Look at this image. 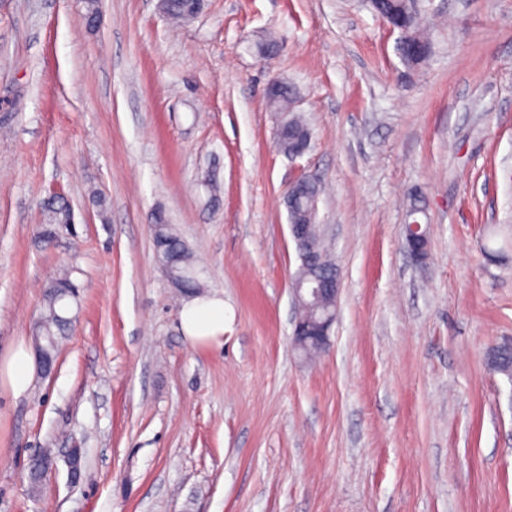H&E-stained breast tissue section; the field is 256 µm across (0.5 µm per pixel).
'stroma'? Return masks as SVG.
Here are the masks:
<instances>
[{
    "label": "stroma",
    "instance_id": "obj_1",
    "mask_svg": "<svg viewBox=\"0 0 512 512\" xmlns=\"http://www.w3.org/2000/svg\"><path fill=\"white\" fill-rule=\"evenodd\" d=\"M417 8L410 66L370 0H204L180 25L102 0L92 31L80 0H0V360L47 282L78 288L57 370L0 381V512H512V384L485 365L512 339V0ZM274 76L312 131L296 159ZM306 175L341 271L311 360L283 204ZM56 192L74 227L44 224ZM156 208L224 299L223 348L184 336ZM46 448L84 449L80 483L60 459L31 492ZM280 84L281 83L278 79H272L267 86V92L269 93L276 91L280 87ZM268 93L266 94L267 100L269 108L272 112H276L280 115L288 112L293 100V96L287 83L283 82V85L279 91L274 95H269Z\"/></svg>",
    "mask_w": 512,
    "mask_h": 512
}]
</instances>
